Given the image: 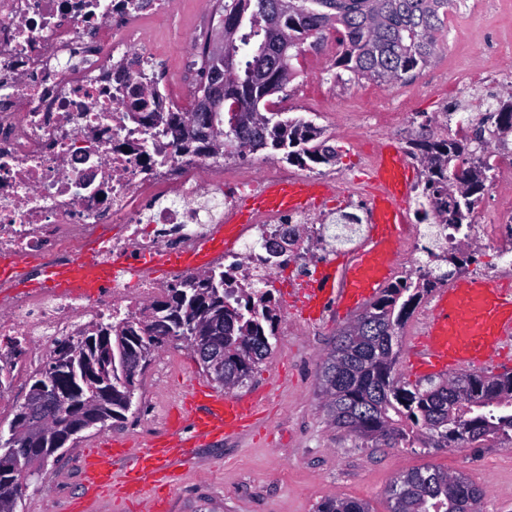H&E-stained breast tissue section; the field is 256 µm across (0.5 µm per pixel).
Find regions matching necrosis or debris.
<instances>
[{
	"label": "necrosis or debris",
	"instance_id": "obj_1",
	"mask_svg": "<svg viewBox=\"0 0 512 512\" xmlns=\"http://www.w3.org/2000/svg\"><path fill=\"white\" fill-rule=\"evenodd\" d=\"M178 2L0 0V257L20 261L18 278L88 257L198 253L266 184L311 176L248 152L234 161L220 149L189 152L168 130L174 115L191 127L197 98L148 72L147 35ZM398 125L412 130L410 113L354 115L321 127L320 138L357 143L369 128ZM486 155L494 209L473 224L405 225L392 252L396 283L452 286L442 262L451 254L466 257L473 278L512 279V150L495 140ZM323 210L256 215L222 255L225 287L271 285L288 269L307 275L333 250ZM204 273L116 267L111 287L92 297L0 277V341L21 345L0 367L23 384L58 341L139 317L179 280Z\"/></svg>",
	"mask_w": 512,
	"mask_h": 512
}]
</instances>
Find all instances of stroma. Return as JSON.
<instances>
[{
	"label": "stroma",
	"instance_id": "stroma-1",
	"mask_svg": "<svg viewBox=\"0 0 512 512\" xmlns=\"http://www.w3.org/2000/svg\"><path fill=\"white\" fill-rule=\"evenodd\" d=\"M451 14L454 21L438 33L439 50L431 61L390 82L341 80L333 65L318 70L328 57L326 41L336 35L306 37L291 62L293 76L274 94L270 110L319 125L384 107L407 108L421 125L440 112L468 111L471 102L495 91L461 83V76L476 66L497 68L512 56V0H461ZM202 26L194 0H181L178 11L150 32L160 75L175 87L199 81L196 72L183 69L182 57L187 31ZM357 316L353 310L305 322V335L275 336L268 358L231 390L256 399L257 425L233 439L200 441L193 459L177 466L178 479L163 509L125 499L116 485L83 502L82 458L114 439L124 441L129 453L142 452L180 394L204 381L187 341L167 340L172 368L157 380L143 369L132 409L108 421L106 429L83 430L63 454L50 457L28 482L15 512H317L322 502L336 497L363 500L371 512H389L393 478L426 465L466 475L483 491L482 512H512V445L415 450L360 440L329 423L318 372L337 332Z\"/></svg>",
	"mask_w": 512,
	"mask_h": 512
}]
</instances>
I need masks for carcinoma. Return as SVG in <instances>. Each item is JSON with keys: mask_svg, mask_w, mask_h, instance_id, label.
I'll return each mask as SVG.
<instances>
[{"mask_svg": "<svg viewBox=\"0 0 512 512\" xmlns=\"http://www.w3.org/2000/svg\"><path fill=\"white\" fill-rule=\"evenodd\" d=\"M301 11L288 0H219L224 55L245 59L243 73L224 80V98L195 112V133L186 144L203 142L224 153L277 146L282 113L261 112L266 98L292 77L291 60L305 37L339 34L336 67L356 80L363 76L398 80L425 66L436 51V34L458 0H306ZM512 127V103L490 105L473 134L477 147L448 141L421 126L413 152L428 156L432 171L424 186L444 223L463 224L483 195L489 166L483 132ZM312 163H329L336 147L325 141L307 150ZM423 293L421 288H386L336 335L320 367L323 408L330 422L371 441L400 442L407 448H473L495 438L512 442V371L497 375L459 372L423 387L400 379L395 370L400 328ZM277 320L272 290H224V271L180 282L153 304L145 319L100 326L82 341L58 345L57 363L32 376L25 401L10 424L11 440L0 441V458L17 460L0 469V485L24 484L56 451L73 439L74 425L106 426L133 403L139 368L171 337L185 339L202 372L230 388L250 376L271 351ZM55 384L76 391L74 405L53 402ZM47 422L38 432L32 426ZM482 498L461 473L439 467L410 468L394 481L390 512H468ZM319 512H371L358 499L331 498Z\"/></svg>", "mask_w": 512, "mask_h": 512, "instance_id": "obj_1", "label": "carcinoma"}]
</instances>
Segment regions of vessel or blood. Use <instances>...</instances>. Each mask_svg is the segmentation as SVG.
Listing matches in <instances>:
<instances>
[{
  "mask_svg": "<svg viewBox=\"0 0 512 512\" xmlns=\"http://www.w3.org/2000/svg\"><path fill=\"white\" fill-rule=\"evenodd\" d=\"M412 174L395 145H385L377 154L372 180L377 187L371 198L367 241L347 257L323 263L303 282L299 314L319 319L331 313L352 310L378 294L384 285L381 260L389 255L406 222L403 202ZM323 185L306 180L269 184L263 193L248 199L241 210L231 214L214 243L221 251L233 246L240 225L250 223L255 213L269 209L302 207L323 198ZM136 257H118L117 263L133 265ZM144 265L170 270L204 264L201 256L168 254L147 257ZM112 266L80 261L64 266L48 265L39 274L40 286L71 288L93 293L110 286ZM512 340V290L474 279L439 293L426 326L424 341L411 351L420 375H444L456 370L474 371ZM178 427L168 440H149L140 454L128 457L122 482L135 495L159 498L170 487L176 463L184 461V447L207 438L237 435L254 416V403L197 385L182 396L176 406ZM118 453L104 448L85 456L80 463V483L90 492L111 482Z\"/></svg>",
  "mask_w": 512,
  "mask_h": 512,
  "instance_id": "vessel-or-blood-1",
  "label": "vessel or blood"
}]
</instances>
